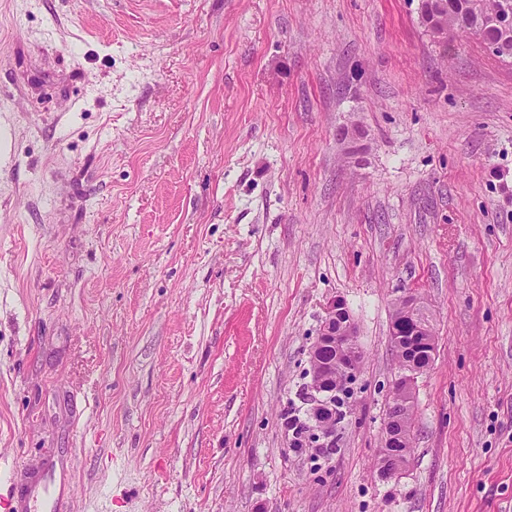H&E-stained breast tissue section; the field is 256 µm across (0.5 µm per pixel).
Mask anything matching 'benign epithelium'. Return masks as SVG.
<instances>
[{"instance_id":"1","label":"benign epithelium","mask_w":512,"mask_h":512,"mask_svg":"<svg viewBox=\"0 0 512 512\" xmlns=\"http://www.w3.org/2000/svg\"><path fill=\"white\" fill-rule=\"evenodd\" d=\"M396 308L399 314L390 327V335L395 343L399 344L406 336H422L428 347L434 345V331L431 321L424 320L427 309L421 298L414 294H404L397 299ZM310 362L312 377L308 384L305 400L311 408V425L314 436L310 440V447L318 449L315 456L329 458L327 452L332 442L336 441V415L335 405L332 402V393L322 387L323 381L339 373L349 380H357L361 362L356 330L349 310L344 300L334 298L325 307V316L319 333L310 348ZM414 363H408L410 371L402 376V380L395 381L391 391L392 405L403 406L410 401V391L415 378L411 371ZM393 415L387 419L384 426V445L394 447L398 444L411 450V435L397 430Z\"/></svg>"}]
</instances>
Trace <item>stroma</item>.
Listing matches in <instances>:
<instances>
[{
  "instance_id": "1",
  "label": "stroma",
  "mask_w": 512,
  "mask_h": 512,
  "mask_svg": "<svg viewBox=\"0 0 512 512\" xmlns=\"http://www.w3.org/2000/svg\"><path fill=\"white\" fill-rule=\"evenodd\" d=\"M1 140V490L51 461L63 512H512V59L419 0H0ZM407 292L436 350L383 480ZM334 298L363 363L327 463L283 414ZM396 308L400 313L395 317L390 327V336H393L395 343L400 344L405 336H424V343L432 348L434 345V331L427 309L421 298L414 294H403L397 299Z\"/></svg>"
}]
</instances>
